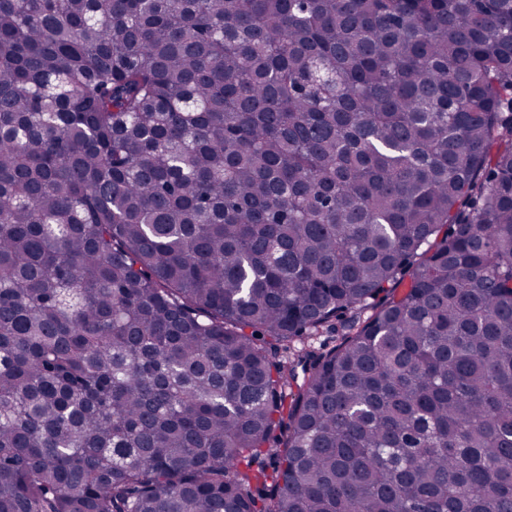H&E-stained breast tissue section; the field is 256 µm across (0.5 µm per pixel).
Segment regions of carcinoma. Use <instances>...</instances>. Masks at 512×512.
Here are the masks:
<instances>
[{
    "instance_id": "carcinoma-1",
    "label": "carcinoma",
    "mask_w": 512,
    "mask_h": 512,
    "mask_svg": "<svg viewBox=\"0 0 512 512\" xmlns=\"http://www.w3.org/2000/svg\"><path fill=\"white\" fill-rule=\"evenodd\" d=\"M510 110L512 0H0V512H512Z\"/></svg>"
}]
</instances>
